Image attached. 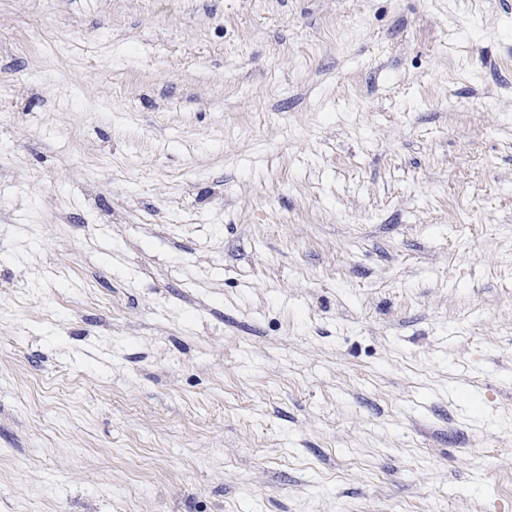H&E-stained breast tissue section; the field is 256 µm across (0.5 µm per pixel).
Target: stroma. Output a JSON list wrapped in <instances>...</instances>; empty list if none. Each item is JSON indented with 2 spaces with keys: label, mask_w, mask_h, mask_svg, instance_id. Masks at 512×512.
<instances>
[{
  "label": "stroma",
  "mask_w": 512,
  "mask_h": 512,
  "mask_svg": "<svg viewBox=\"0 0 512 512\" xmlns=\"http://www.w3.org/2000/svg\"><path fill=\"white\" fill-rule=\"evenodd\" d=\"M0 512H512V0H0Z\"/></svg>",
  "instance_id": "1"
}]
</instances>
